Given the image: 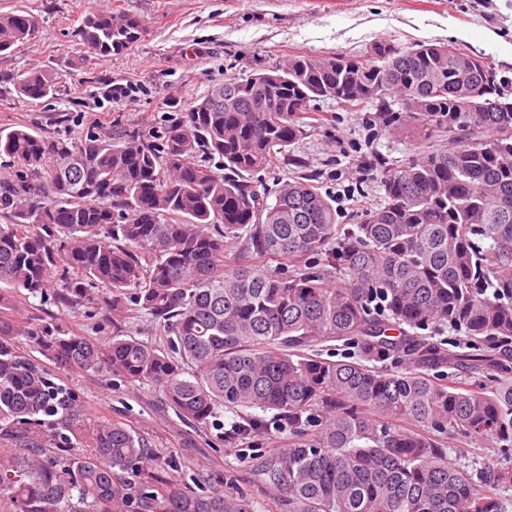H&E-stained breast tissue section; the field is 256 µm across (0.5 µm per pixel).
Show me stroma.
Returning <instances> with one entry per match:
<instances>
[{"mask_svg": "<svg viewBox=\"0 0 512 512\" xmlns=\"http://www.w3.org/2000/svg\"><path fill=\"white\" fill-rule=\"evenodd\" d=\"M112 8L142 19L143 36L132 49L95 61L92 73H85L77 65L81 47L75 30L87 10ZM20 10L34 17L38 32L11 56L0 57L1 128L55 132L61 129L59 116L67 113L74 121L64 129L73 137L98 118L116 116L149 132L161 117L179 113L231 75L270 70L299 53L364 58L385 40L402 47L451 43L484 54L512 81V0H0V13ZM22 69L61 73L66 89L53 99L21 100L10 77ZM115 81L127 87L119 99L107 94ZM312 108L332 120L307 126L294 149L305 157L308 172L318 175L338 223H360L384 194L379 171L363 168L362 160L377 153L401 162L422 144L381 131L371 107L350 109L328 99ZM58 293L53 284L37 297L15 292L7 312L21 327L16 346L39 358L53 380L75 395L77 419L90 426L125 425L159 451L166 477L184 490L210 491L232 480L256 494V512H271L267 495L251 478L260 456L285 443L272 412H263L265 427L253 442L232 448L224 437L234 413L219 410L199 425L177 415L151 384L82 372L43 357L37 342L53 329L102 346L119 329L146 342L156 339L150 318L117 328L100 306L70 308Z\"/></svg>", "mask_w": 512, "mask_h": 512, "instance_id": "stroma-1", "label": "stroma"}]
</instances>
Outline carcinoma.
Segmentation results:
<instances>
[{
	"label": "carcinoma",
	"mask_w": 512,
	"mask_h": 512,
	"mask_svg": "<svg viewBox=\"0 0 512 512\" xmlns=\"http://www.w3.org/2000/svg\"><path fill=\"white\" fill-rule=\"evenodd\" d=\"M36 33L32 17L1 13L0 56ZM142 33L118 10L89 11L77 29L86 60L127 51ZM10 81L31 102L61 88L47 70ZM217 89L221 102L208 94L155 141L117 116L118 138L0 129V155L19 167L0 193V306L56 277L72 307L150 316L171 350L131 334L103 347L60 332L39 347L70 368L148 382L197 423L232 412L245 444L263 429L251 410L276 411L288 444L255 477L279 512H512L506 80L444 43L379 42L364 60L297 55ZM320 99L369 105L387 130L416 139L454 138L399 165L368 163L383 203L359 224L336 223L299 156L269 204L254 175L282 165ZM261 257L291 270L252 263ZM441 326L461 338L435 339ZM16 332L0 314V439L25 448L0 460L15 512H256L235 486L176 488L118 422L93 430L89 456L51 455L47 443L80 438L76 399L14 347ZM324 341L348 352L324 358ZM489 438L502 463L475 472L448 459V440L463 454Z\"/></svg>",
	"instance_id": "obj_1"
}]
</instances>
